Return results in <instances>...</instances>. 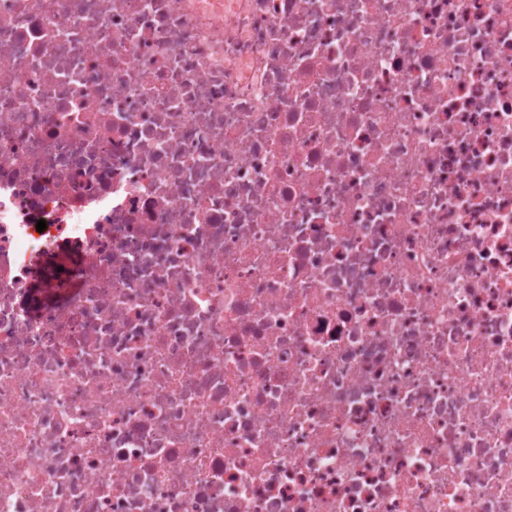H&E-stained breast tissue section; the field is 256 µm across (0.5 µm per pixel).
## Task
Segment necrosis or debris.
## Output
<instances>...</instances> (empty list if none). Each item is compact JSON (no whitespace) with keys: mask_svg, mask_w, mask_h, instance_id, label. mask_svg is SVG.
I'll use <instances>...</instances> for the list:
<instances>
[{"mask_svg":"<svg viewBox=\"0 0 512 512\" xmlns=\"http://www.w3.org/2000/svg\"><path fill=\"white\" fill-rule=\"evenodd\" d=\"M0 512H512V0H0Z\"/></svg>","mask_w":512,"mask_h":512,"instance_id":"necrosis-or-debris-1","label":"necrosis or debris"}]
</instances>
